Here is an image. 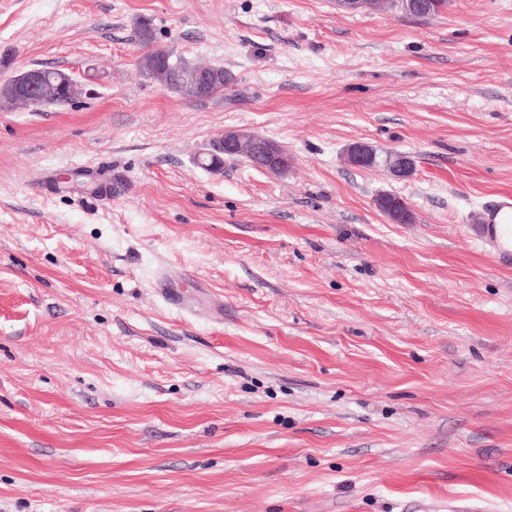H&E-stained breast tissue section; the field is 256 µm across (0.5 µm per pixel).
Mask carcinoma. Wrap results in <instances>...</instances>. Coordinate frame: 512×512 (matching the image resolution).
<instances>
[{
	"mask_svg": "<svg viewBox=\"0 0 512 512\" xmlns=\"http://www.w3.org/2000/svg\"><path fill=\"white\" fill-rule=\"evenodd\" d=\"M414 0H365L368 7L386 10L397 8L409 15H415L413 10ZM139 40L149 50L141 55L137 62L138 75L151 82L160 84L172 93L191 101L209 98L218 91H222L235 82V76L221 66H201L193 63L182 56L175 55L172 50L152 49L153 32L150 23L141 20L137 24ZM206 72L211 80L208 88L202 89L198 86L196 77L199 73ZM58 79L62 80L56 90L49 92L46 103L23 100L15 96L10 90L0 92V107L10 108L15 105L31 107L40 111L48 107H60L75 101L82 93L77 82L66 72L56 70ZM400 197L386 193L375 199L378 209L383 212L391 221L398 224H411L414 216L411 209L399 203Z\"/></svg>",
	"mask_w": 512,
	"mask_h": 512,
	"instance_id": "cac0c4a2",
	"label": "carcinoma"
}]
</instances>
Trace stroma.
I'll return each mask as SVG.
<instances>
[{
	"mask_svg": "<svg viewBox=\"0 0 512 512\" xmlns=\"http://www.w3.org/2000/svg\"><path fill=\"white\" fill-rule=\"evenodd\" d=\"M142 20L233 89L140 78ZM37 67L82 95L0 109V512H512V266L477 237L512 0H0V83ZM239 130L287 171L200 165ZM412 2L414 0H365L366 7H372L380 10H386L390 8H398L401 12L412 16H432L438 14L443 8L447 7V0H424L420 1L424 3V9L421 14H416L413 10ZM378 197V196H377ZM402 200L399 196L391 193L380 195L375 199L378 209L383 212L391 221L398 224H410L414 221L411 209L399 203Z\"/></svg>",
	"mask_w": 512,
	"mask_h": 512,
	"instance_id": "35a3bbf8",
	"label": "stroma"
}]
</instances>
